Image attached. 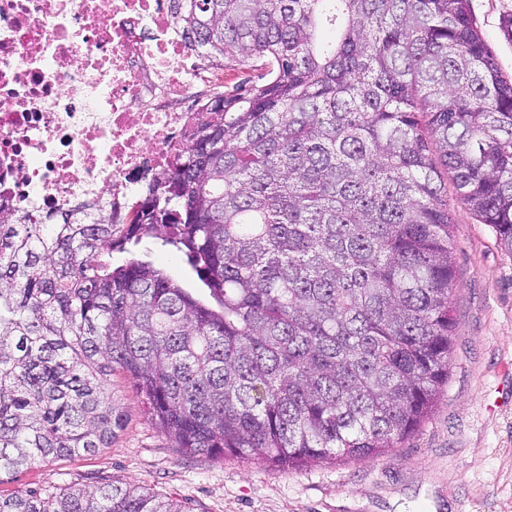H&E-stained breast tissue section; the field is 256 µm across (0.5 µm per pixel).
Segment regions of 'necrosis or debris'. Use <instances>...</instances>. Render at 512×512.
Returning <instances> with one entry per match:
<instances>
[{
    "label": "necrosis or debris",
    "instance_id": "4bbe7bcc",
    "mask_svg": "<svg viewBox=\"0 0 512 512\" xmlns=\"http://www.w3.org/2000/svg\"><path fill=\"white\" fill-rule=\"evenodd\" d=\"M222 83L168 0H0V203L136 211Z\"/></svg>",
    "mask_w": 512,
    "mask_h": 512
}]
</instances>
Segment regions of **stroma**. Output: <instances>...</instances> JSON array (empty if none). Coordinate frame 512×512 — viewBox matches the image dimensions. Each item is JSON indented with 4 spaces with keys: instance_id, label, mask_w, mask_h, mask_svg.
Returning a JSON list of instances; mask_svg holds the SVG:
<instances>
[{
    "instance_id": "stroma-1",
    "label": "stroma",
    "mask_w": 512,
    "mask_h": 512,
    "mask_svg": "<svg viewBox=\"0 0 512 512\" xmlns=\"http://www.w3.org/2000/svg\"><path fill=\"white\" fill-rule=\"evenodd\" d=\"M506 77L512 0H470ZM454 258L456 330L439 400L402 447L373 460L278 467L230 455L186 456L148 418L122 372L112 393L125 424L111 447L33 463L0 494L51 483L93 489L119 481L188 501L192 512H512V253L489 225L459 211Z\"/></svg>"
}]
</instances>
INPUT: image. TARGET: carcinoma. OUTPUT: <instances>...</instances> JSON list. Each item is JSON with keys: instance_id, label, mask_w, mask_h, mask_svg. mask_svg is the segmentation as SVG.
<instances>
[{"instance_id": "obj_1", "label": "carcinoma", "mask_w": 512, "mask_h": 512, "mask_svg": "<svg viewBox=\"0 0 512 512\" xmlns=\"http://www.w3.org/2000/svg\"><path fill=\"white\" fill-rule=\"evenodd\" d=\"M219 92L126 224L0 207V483L112 447L123 372L172 447L280 466L397 448L448 383L455 207L512 254V79L469 0H170ZM452 174L454 203L448 200ZM160 241L211 301L133 253ZM0 512H190L46 485ZM253 67L240 69L237 66L228 65L224 68V92H232L238 85H252L261 83L259 76L265 73V68L261 66V62L254 61Z\"/></svg>"}]
</instances>
